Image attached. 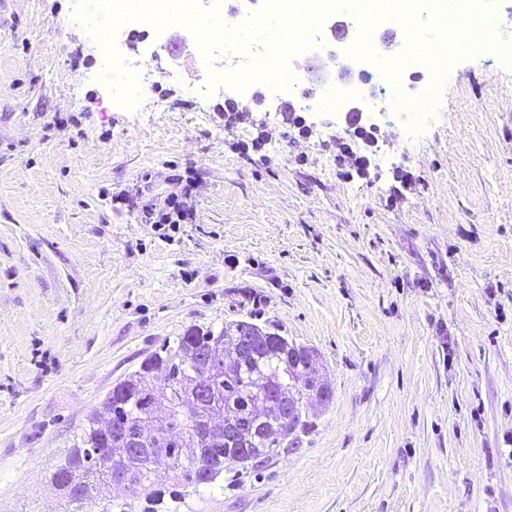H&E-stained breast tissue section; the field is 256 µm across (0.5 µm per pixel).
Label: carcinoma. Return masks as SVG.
Wrapping results in <instances>:
<instances>
[{
    "mask_svg": "<svg viewBox=\"0 0 512 512\" xmlns=\"http://www.w3.org/2000/svg\"><path fill=\"white\" fill-rule=\"evenodd\" d=\"M242 326L257 333L255 351L244 356L234 352L235 334ZM202 351L213 353L223 369L216 382L217 405L210 408L209 417L221 425L248 424L243 436L228 439L215 434L196 440L197 421L169 398L171 390L194 385ZM316 360L314 348L290 343L253 322L238 321L219 330L190 328L116 383L104 401L112 422L144 435L147 447L155 449L153 457L122 466L128 481L148 490L143 502L137 505L121 494L119 472L105 459L123 442L119 433L100 428L95 412L74 436L52 481L66 503L80 510L88 506V512H157L168 508L169 501L187 509L186 492L166 495L155 488L157 466L181 471L187 488L221 491L224 462L231 460L255 472L280 451L297 449L309 424L304 403L314 396L323 404L332 398L331 389L315 375Z\"/></svg>",
    "mask_w": 512,
    "mask_h": 512,
    "instance_id": "obj_1",
    "label": "carcinoma"
}]
</instances>
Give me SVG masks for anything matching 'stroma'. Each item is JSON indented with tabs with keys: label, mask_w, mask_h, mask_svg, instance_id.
Returning <instances> with one entry per match:
<instances>
[{
	"label": "stroma",
	"mask_w": 512,
	"mask_h": 512,
	"mask_svg": "<svg viewBox=\"0 0 512 512\" xmlns=\"http://www.w3.org/2000/svg\"><path fill=\"white\" fill-rule=\"evenodd\" d=\"M76 5L0 9V512H64L50 475L115 383L241 320L315 348L333 397L194 512H512V68L459 59L410 140L195 98L192 46L124 27L166 71L132 111ZM189 181L166 240L145 207Z\"/></svg>",
	"instance_id": "stroma-1"
}]
</instances>
